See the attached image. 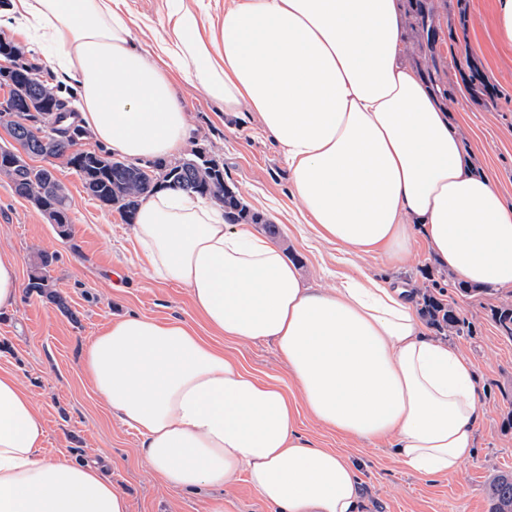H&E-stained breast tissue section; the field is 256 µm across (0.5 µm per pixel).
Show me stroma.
Returning <instances> with one entry per match:
<instances>
[{
    "label": "stroma",
    "mask_w": 512,
    "mask_h": 512,
    "mask_svg": "<svg viewBox=\"0 0 512 512\" xmlns=\"http://www.w3.org/2000/svg\"><path fill=\"white\" fill-rule=\"evenodd\" d=\"M434 2L448 62V108L465 147L512 204V46L497 36V0ZM471 62L494 87L496 98L470 95ZM178 93L190 124L187 148L210 147L223 159L226 177L249 207L276 225L275 244L297 264L307 286L333 288L363 270L420 286L427 273L439 271L421 240L406 263L394 268L381 253L354 257L319 238L293 195L288 165L257 113H225L200 87L184 81ZM53 167L68 193L73 221L68 238L58 236L54 225L0 177V252L14 256L22 286L15 308L0 313V368L18 376L43 416V455L97 463L127 497L129 512H209L213 492L176 494L156 479L143 460L139 435L110 414L80 367L84 343L121 316L177 318L203 336L209 330L185 288L148 276L133 225L117 209L103 208L89 197L79 175L65 163L57 160ZM41 250L56 256L49 275L66 309L28 286L31 263ZM444 298L476 328L473 335L449 337L448 343L472 362L482 410L477 452L454 473L437 478L414 474L391 456L390 440L343 439L308 413L299 416V428L312 442L359 461L361 512H487L488 478L512 472V429L505 424L512 412V338L491 317L494 307L512 301V293L463 295L449 284ZM223 346L225 355L259 377L279 378L289 394H296L272 342L227 339Z\"/></svg>",
    "instance_id": "1"
}]
</instances>
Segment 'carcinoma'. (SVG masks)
Instances as JSON below:
<instances>
[{"mask_svg": "<svg viewBox=\"0 0 512 512\" xmlns=\"http://www.w3.org/2000/svg\"><path fill=\"white\" fill-rule=\"evenodd\" d=\"M408 38L410 49L423 75L444 84L447 72L442 68L437 26L438 18L431 0H408ZM0 56L10 58L13 66L0 69V83L8 87L0 101V125L5 127L16 146L0 147V176L7 178L14 193L27 199L56 227L57 234L72 235L66 190L46 167L28 164L23 156H41L63 160L80 175L85 192L101 206L116 208L128 224L134 217L140 198L157 190L173 188L204 197L224 208L230 224H262L268 232L275 226L259 212L250 209L234 184L224 178V161L205 150H191L188 157L174 161L158 160L147 165L105 152L76 149L83 136L81 129L57 126L66 104L37 77L35 68L23 60L21 52L0 39ZM469 88L475 96H493L484 74L472 62ZM54 256L41 252L31 264L29 287L44 292L50 279L48 268ZM443 287L437 280L417 291L419 311L444 336L473 333V325L442 299ZM492 319L503 334L512 338V302L493 310ZM489 512H512V472L499 473L488 484Z\"/></svg>", "mask_w": 512, "mask_h": 512, "instance_id": "cac0c4a2", "label": "carcinoma"}]
</instances>
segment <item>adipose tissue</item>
Masks as SVG:
<instances>
[{
    "label": "adipose tissue",
    "mask_w": 512,
    "mask_h": 512,
    "mask_svg": "<svg viewBox=\"0 0 512 512\" xmlns=\"http://www.w3.org/2000/svg\"><path fill=\"white\" fill-rule=\"evenodd\" d=\"M169 2L149 52L134 44L147 24L127 0H6L0 27L49 49L79 92L75 121L112 152L181 150V75L225 111L257 112L323 240L398 266L420 232L459 279L512 290V205L466 153L439 88L404 61L405 0ZM134 231L152 280L187 288L226 338L272 341L301 394L180 320L113 321L82 368L170 490L243 479L274 512H361L354 465L302 436L303 409L340 436L393 438L418 474L456 471L475 454L472 364L426 335L410 284L363 272L304 287L279 246L181 191L146 196ZM45 440L29 392L0 369V512H129L96 464L42 456Z\"/></svg>",
    "instance_id": "1"
}]
</instances>
